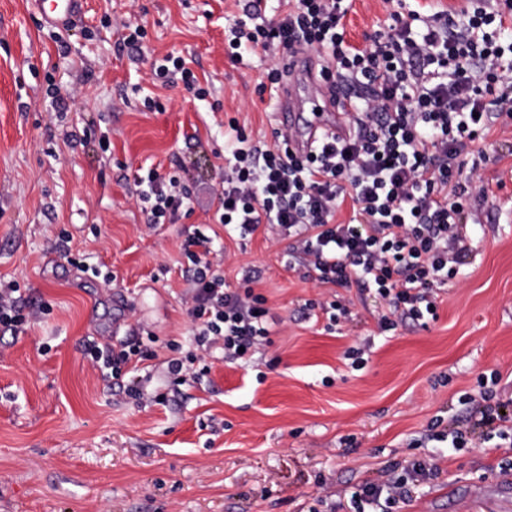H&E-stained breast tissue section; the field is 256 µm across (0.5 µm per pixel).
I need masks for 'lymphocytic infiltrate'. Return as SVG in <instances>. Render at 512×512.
Wrapping results in <instances>:
<instances>
[{
  "label": "lymphocytic infiltrate",
  "mask_w": 512,
  "mask_h": 512,
  "mask_svg": "<svg viewBox=\"0 0 512 512\" xmlns=\"http://www.w3.org/2000/svg\"><path fill=\"white\" fill-rule=\"evenodd\" d=\"M347 0H278L266 10L247 0L224 18V53L239 64L244 53L273 59L258 84L276 91L280 62L295 49L315 54L317 79L346 87L350 127L339 139L322 134L306 150L298 135L275 130L273 144L251 139L237 121L224 135V177L218 193L228 237L257 231L288 240V262L308 277L340 288L375 289L385 301L381 331L436 316L438 292L467 265L478 225L470 195L481 181L464 158L500 121L512 120V0H468L459 15L396 12L364 45L346 38ZM148 223L176 222L192 211V191L177 175L149 169L136 177ZM213 237L194 230L183 252L188 343L172 345L167 373L177 384L198 379L214 351L225 362L248 363L271 345L281 319L255 293L252 269L230 287L210 260ZM47 313L27 303L15 284L0 286V334L25 331ZM93 367L108 369L109 387L137 401L138 373L156 353L141 343L121 348L90 344ZM474 412L479 427L512 447V406L483 395ZM418 460L391 471L386 482L352 494V512L405 499L409 480L434 476Z\"/></svg>",
  "instance_id": "f902f5d3"
}]
</instances>
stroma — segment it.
<instances>
[{
    "label": "stroma",
    "mask_w": 512,
    "mask_h": 512,
    "mask_svg": "<svg viewBox=\"0 0 512 512\" xmlns=\"http://www.w3.org/2000/svg\"><path fill=\"white\" fill-rule=\"evenodd\" d=\"M235 0H86L69 27L41 22L30 0H0V281L51 310L0 339V512H332L417 459L440 470L393 512H512V455L497 438L452 445L463 397L512 401V123L495 124L466 165L488 193L470 207L482 228L436 318L381 332L375 290L338 288L285 267L287 241L224 237L217 192L224 129L237 120L272 142L275 110L256 86L271 59L224 56ZM397 0H353L347 37L383 27ZM144 25L139 52L115 19ZM182 56L208 88L154 82ZM69 111H47L51 87ZM158 102L156 110L145 99ZM155 167L193 192V212L150 224L134 175ZM223 236L215 262L230 286L241 267L281 317L248 366L210 359L207 376L162 404L109 392L84 344L156 336L146 394L169 389L168 341L188 327L183 303L194 229ZM342 298L339 325L304 316Z\"/></svg>",
    "instance_id": "obj_1"
}]
</instances>
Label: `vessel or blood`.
<instances>
[{"label":"vessel or blood","instance_id":"obj_1","mask_svg":"<svg viewBox=\"0 0 512 512\" xmlns=\"http://www.w3.org/2000/svg\"><path fill=\"white\" fill-rule=\"evenodd\" d=\"M34 7L42 19L49 24L66 26L80 14L84 0H33ZM288 80L278 93V117L286 126L304 125L301 144H308L321 131L329 130L337 136H346L347 100L344 92L330 93L329 90L306 92V84L315 82L313 58L299 53L288 57Z\"/></svg>","mask_w":512,"mask_h":512}]
</instances>
